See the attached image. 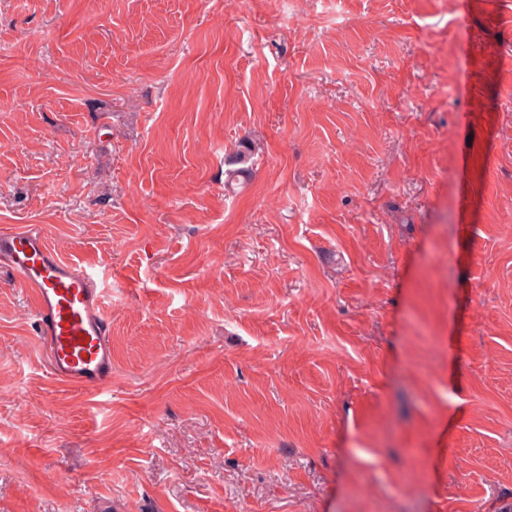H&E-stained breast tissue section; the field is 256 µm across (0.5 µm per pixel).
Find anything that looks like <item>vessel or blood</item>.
Segmentation results:
<instances>
[{
  "instance_id": "1",
  "label": "vessel or blood",
  "mask_w": 512,
  "mask_h": 512,
  "mask_svg": "<svg viewBox=\"0 0 512 512\" xmlns=\"http://www.w3.org/2000/svg\"><path fill=\"white\" fill-rule=\"evenodd\" d=\"M0 265L11 270L33 303L52 375L81 388L111 383L103 290L88 268L60 259L35 225L0 229Z\"/></svg>"
}]
</instances>
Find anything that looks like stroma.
<instances>
[{"label":"stroma","mask_w":512,"mask_h":512,"mask_svg":"<svg viewBox=\"0 0 512 512\" xmlns=\"http://www.w3.org/2000/svg\"><path fill=\"white\" fill-rule=\"evenodd\" d=\"M505 10L0 0V228L88 267L112 340L110 385L58 381L0 267V512L512 504Z\"/></svg>","instance_id":"1"}]
</instances>
